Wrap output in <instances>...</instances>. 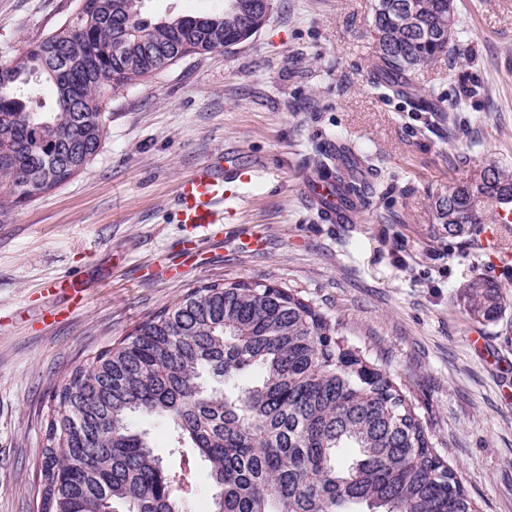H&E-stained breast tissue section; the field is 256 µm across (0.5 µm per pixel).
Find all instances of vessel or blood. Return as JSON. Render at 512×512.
<instances>
[{
	"instance_id": "b4317fda",
	"label": "vessel or blood",
	"mask_w": 512,
	"mask_h": 512,
	"mask_svg": "<svg viewBox=\"0 0 512 512\" xmlns=\"http://www.w3.org/2000/svg\"><path fill=\"white\" fill-rule=\"evenodd\" d=\"M232 174L220 161L205 162L188 175L178 185L179 223L190 230V238L180 247L178 261L161 269L162 277L173 279L196 265L201 242L208 236L215 225L224 221V180ZM330 193L329 186L322 181L317 169H308L305 175L304 200L308 207L315 209L321 220L327 224H335L361 215L364 203H356L354 208L335 210L322 205L324 198ZM85 281L78 276H62L49 281L46 290L49 293L64 295L65 308L46 307L41 313L42 320L56 319L61 313H74L85 305Z\"/></svg>"
}]
</instances>
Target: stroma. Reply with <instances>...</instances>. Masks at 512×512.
I'll return each instance as SVG.
<instances>
[{
    "mask_svg": "<svg viewBox=\"0 0 512 512\" xmlns=\"http://www.w3.org/2000/svg\"><path fill=\"white\" fill-rule=\"evenodd\" d=\"M375 0H274L249 40L187 56L105 106L102 148L55 189L14 203L0 186V512H37L36 468L52 391L190 288L216 280L290 288L340 324L411 400L438 452L481 512H512V269L477 245L439 237L432 194L488 161L512 166V0H456L453 60L410 77L457 118L375 85ZM75 0H0V60L17 56ZM356 147L361 222L326 224L303 202L304 175L328 143ZM258 174L227 216L234 238L204 240L179 280L155 277L186 236L176 189L200 164ZM261 237V248L245 246ZM89 282L86 306L44 285ZM502 285L506 310L472 320L456 301L475 276ZM480 331L484 345L470 343ZM85 288H88L85 281L79 276H62L49 281L46 290L52 295L63 294L66 297V306L46 307L41 312L43 321L55 320L63 313L72 314L85 306Z\"/></svg>",
    "mask_w": 512,
    "mask_h": 512,
    "instance_id": "1",
    "label": "stroma"
}]
</instances>
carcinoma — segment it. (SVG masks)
<instances>
[{"label":"carcinoma","mask_w":512,"mask_h":512,"mask_svg":"<svg viewBox=\"0 0 512 512\" xmlns=\"http://www.w3.org/2000/svg\"><path fill=\"white\" fill-rule=\"evenodd\" d=\"M143 0H77L73 16L0 61V179L22 202L86 169L105 135L107 100L190 55L251 38L272 0H223L207 16H142ZM377 87L412 95L455 129V116L413 90L408 73L449 56L448 0H377ZM40 73L55 110L13 93ZM336 197H363L345 159ZM496 204H512V168L431 197L437 231L466 241ZM458 301L478 322L505 307L501 284L475 276ZM292 289L209 282L150 314L54 389L39 469L38 512H185L184 470L211 488L210 512H479L437 453L415 408L363 351ZM259 376L242 385L239 376ZM172 428L165 465L134 413ZM342 448L356 450L339 461Z\"/></svg>","instance_id":"carcinoma-1"}]
</instances>
